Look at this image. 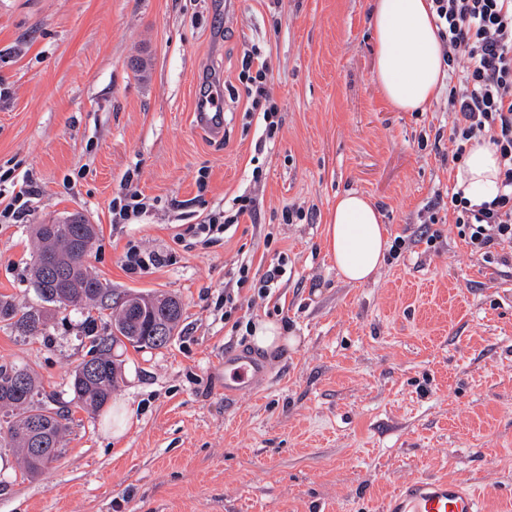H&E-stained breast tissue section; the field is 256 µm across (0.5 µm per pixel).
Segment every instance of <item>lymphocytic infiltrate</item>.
<instances>
[{
    "instance_id": "lymphocytic-infiltrate-1",
    "label": "lymphocytic infiltrate",
    "mask_w": 512,
    "mask_h": 512,
    "mask_svg": "<svg viewBox=\"0 0 512 512\" xmlns=\"http://www.w3.org/2000/svg\"><path fill=\"white\" fill-rule=\"evenodd\" d=\"M443 58L457 82L448 89V155L459 163L466 146L482 140L497 152L500 192L481 205L462 192L448 202L458 235L484 262L512 261V0H431ZM252 110L262 113L265 138L279 128L271 76L259 46H251L239 74Z\"/></svg>"
}]
</instances>
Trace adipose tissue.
Segmentation results:
<instances>
[{
	"label": "adipose tissue",
	"mask_w": 512,
	"mask_h": 512,
	"mask_svg": "<svg viewBox=\"0 0 512 512\" xmlns=\"http://www.w3.org/2000/svg\"><path fill=\"white\" fill-rule=\"evenodd\" d=\"M430 7L431 0L372 3L375 73L385 98L401 112L422 109L446 84V66ZM456 186L475 205L496 197L499 164L489 144L468 146L456 171ZM385 244L376 207L355 192L338 196L324 238L337 274L350 284L370 281L383 264Z\"/></svg>",
	"instance_id": "1"
}]
</instances>
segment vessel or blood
Wrapping results in <instances>:
<instances>
[{
    "instance_id": "obj_1",
    "label": "vessel or blood",
    "mask_w": 512,
    "mask_h": 512,
    "mask_svg": "<svg viewBox=\"0 0 512 512\" xmlns=\"http://www.w3.org/2000/svg\"><path fill=\"white\" fill-rule=\"evenodd\" d=\"M387 512H480L479 497L452 479L413 480L391 494Z\"/></svg>"
}]
</instances>
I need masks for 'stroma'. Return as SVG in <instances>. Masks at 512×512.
Here are the masks:
<instances>
[{
  "label": "stroma",
  "instance_id": "35a3bbf8",
  "mask_svg": "<svg viewBox=\"0 0 512 512\" xmlns=\"http://www.w3.org/2000/svg\"><path fill=\"white\" fill-rule=\"evenodd\" d=\"M370 4L0 0V209L31 191L20 218L0 221V293L40 307L30 228L78 212L100 229L88 263L109 288L184 307L166 347L112 349L113 403L135 414L119 440L104 432L107 405L36 478L0 448V512H385L398 486L441 476L478 489L482 512H512V266L472 255L451 223L434 244L420 238L427 206L455 186L448 96L391 109ZM254 45L280 119L260 152L264 125L238 78ZM206 85L223 104L219 136L195 121ZM351 190L406 241L362 285L340 279L323 247ZM128 192L148 210L113 223ZM240 195L255 212L196 243L189 226L223 221ZM294 204L306 218L283 223ZM134 245L166 263L129 273ZM228 287L239 291L230 312ZM85 318L57 309L45 340L0 328V364L29 365L69 400ZM264 320L295 344L259 349L245 326ZM237 357L262 372L228 391Z\"/></svg>",
  "mask_w": 512,
  "mask_h": 512
}]
</instances>
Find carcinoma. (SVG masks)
Listing matches in <instances>:
<instances>
[{"label":"carcinoma","mask_w":512,"mask_h":512,"mask_svg":"<svg viewBox=\"0 0 512 512\" xmlns=\"http://www.w3.org/2000/svg\"><path fill=\"white\" fill-rule=\"evenodd\" d=\"M98 236L95 224L70 214L52 225L34 228L36 250L30 283L42 303L22 307L11 295L0 294V327L20 336H45L54 310L62 305L81 310L110 309L111 332L88 335V358L77 365L70 379L72 398L59 404L45 391L38 374L25 365H0V448L18 455L22 474L36 477L48 469L77 420L75 410L95 412L112 396L118 368L112 347L127 343L135 349L164 347L174 336L183 316L182 302L172 296L141 292L120 297L109 306L111 292L88 266Z\"/></svg>","instance_id":"1"}]
</instances>
